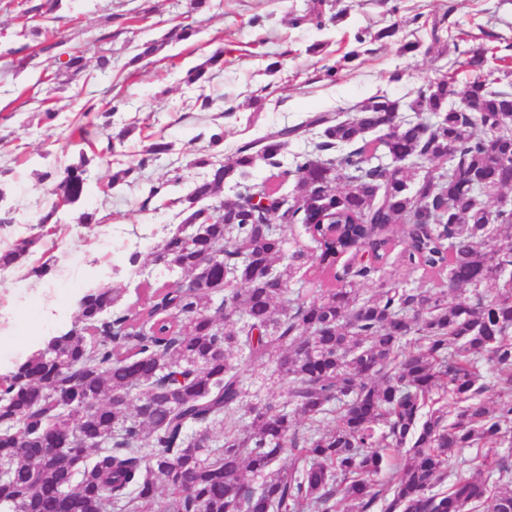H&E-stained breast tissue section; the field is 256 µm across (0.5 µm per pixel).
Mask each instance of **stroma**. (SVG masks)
<instances>
[{"mask_svg":"<svg viewBox=\"0 0 512 512\" xmlns=\"http://www.w3.org/2000/svg\"><path fill=\"white\" fill-rule=\"evenodd\" d=\"M28 6V0H0V187L6 191L0 248L38 227L52 188L41 173L51 163L77 161L79 148L67 140L72 125L90 119L102 143L122 130L127 136L107 159L91 158L83 201L60 209L58 223L42 228L38 248L0 271V374L35 341L77 326L78 300L88 287L122 288L125 303L134 302L138 278L128 262L131 253L140 252L143 273L167 279L151 253L183 220L176 198L205 175L195 159L228 161L239 145L315 112L346 119L355 104L377 93L408 100L442 74L453 72L466 82L469 73L454 66L453 38L463 33L512 67V0H326L329 22L321 31L308 22L312 0H211L198 12L190 11L189 0H63L51 27L61 51L84 53L87 67L77 74L49 66L42 54L23 67L9 55V48L26 42ZM130 12L136 18L129 26L113 22V15ZM438 21L451 34L436 42L431 30ZM178 24L191 25L194 36L135 60L139 43L162 38ZM390 25L398 30L396 41L376 40V32ZM105 31L114 34L107 72L98 69L93 46ZM360 32L366 36L362 44L355 41ZM318 40L328 41L326 53L309 52ZM407 41L419 42V49L400 54L399 43ZM216 53L222 62L211 69L209 82L187 84V71ZM330 67L335 77H326ZM204 97L211 102L206 110L199 105ZM105 98L119 104L110 125L97 114L83 116V105ZM48 106L57 113L51 123L42 119ZM216 132L224 135L218 145L210 141ZM159 139L171 144L169 154L111 185L113 172ZM154 186L159 192L153 196ZM83 210L94 213V223H78ZM403 248L402 238H395L374 280L361 285V296L372 294L381 280L410 288L444 285L442 276L400 266ZM42 264L48 273L33 275ZM242 368L246 404L285 401L287 385L272 377L271 366L247 361Z\"/></svg>","mask_w":512,"mask_h":512,"instance_id":"35a3bbf8","label":"stroma"}]
</instances>
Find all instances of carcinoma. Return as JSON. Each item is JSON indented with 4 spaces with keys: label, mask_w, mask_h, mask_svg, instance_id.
I'll list each match as a JSON object with an SVG mask.
<instances>
[{
    "label": "carcinoma",
    "mask_w": 512,
    "mask_h": 512,
    "mask_svg": "<svg viewBox=\"0 0 512 512\" xmlns=\"http://www.w3.org/2000/svg\"><path fill=\"white\" fill-rule=\"evenodd\" d=\"M60 8L61 0L31 6L39 23L30 33H47L43 21ZM489 53L482 43L463 50L476 76L462 87L446 75L428 80L406 101L413 115L375 142L366 134L401 110L386 94L360 102L351 118L314 113L246 142L227 163L198 159L207 176L173 203L206 232L173 233L152 253L185 278L184 289L145 280L136 286L143 295L119 309L121 292L89 288L80 328L0 375V512H292L300 502L338 512L342 501L353 512L379 502L384 512H512V463L497 453L512 447V278L502 277L512 269V209L488 204L512 189V71ZM220 62L211 56L186 83L207 82ZM313 129L320 141L282 171L294 177L292 192L247 182L258 161L280 166L288 142ZM450 142L457 154L439 168ZM169 151L153 143L112 182ZM378 151L409 168L389 174L368 164ZM87 163L82 154L44 172L56 200L39 224L84 197ZM226 184L234 198L216 200ZM259 192L271 198L266 209L250 203ZM287 224L305 226L334 287L288 295L307 257L284 254ZM396 232L404 261L448 271L445 287L383 282L359 299ZM41 240L18 237L0 251V269ZM237 313L243 325L227 329ZM243 355L274 366L288 383L285 403L244 407ZM483 360L499 388L491 407ZM243 408L247 424L197 445V430ZM330 413L337 420L327 428ZM471 449L487 477L443 486ZM283 455L293 466L274 468Z\"/></svg>",
    "instance_id": "carcinoma-1"
}]
</instances>
